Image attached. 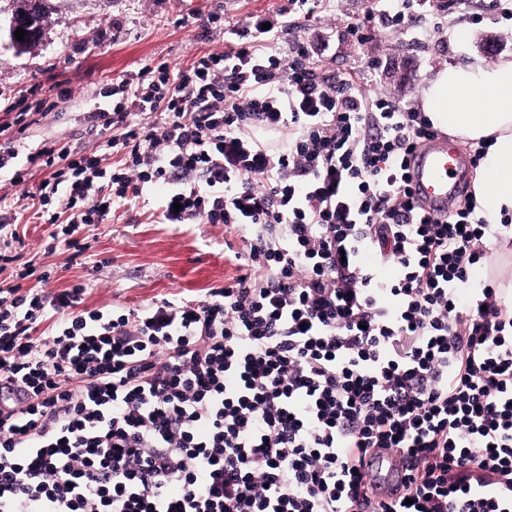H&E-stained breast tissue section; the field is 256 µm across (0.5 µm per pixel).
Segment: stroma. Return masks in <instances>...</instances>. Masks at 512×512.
Here are the masks:
<instances>
[{
    "label": "stroma",
    "instance_id": "stroma-1",
    "mask_svg": "<svg viewBox=\"0 0 512 512\" xmlns=\"http://www.w3.org/2000/svg\"><path fill=\"white\" fill-rule=\"evenodd\" d=\"M287 0H207L205 13L184 17L175 0H45L44 36L34 51L18 55L0 46V110L35 107L31 86L42 85L55 107L18 137L20 153L54 139L92 150L101 140L85 118L95 108L111 107L99 98L101 87L135 80L148 64L178 67L201 49H220L223 35L206 30L208 15L235 23L252 15L272 14ZM426 45H412L407 36L373 32L365 44L337 42L329 66L363 72L360 90L420 104V89L431 74L448 64L492 65L512 58V13L490 0H450L423 22ZM465 30L456 40V30ZM498 44L496 54L483 52L486 41ZM380 61L376 71L367 63ZM68 89L57 98L55 87ZM158 195L146 192L133 212H121L105 224L80 225L79 248L50 239L49 225L33 210L18 211L22 243L14 245L16 267L31 265L49 271L46 293L72 283H88L84 305L136 307L172 296L200 300L236 273L230 257L241 243L220 224H159L154 214Z\"/></svg>",
    "mask_w": 512,
    "mask_h": 512
}]
</instances>
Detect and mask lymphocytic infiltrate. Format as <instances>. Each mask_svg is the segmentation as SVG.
I'll use <instances>...</instances> for the list:
<instances>
[{
  "label": "lymphocytic infiltrate",
  "mask_w": 512,
  "mask_h": 512,
  "mask_svg": "<svg viewBox=\"0 0 512 512\" xmlns=\"http://www.w3.org/2000/svg\"><path fill=\"white\" fill-rule=\"evenodd\" d=\"M433 2L377 0L341 36ZM289 3L107 88L103 150H0L68 246L158 183L159 223L241 242L205 300L0 288V512H512V294L472 280L512 225L427 217L430 122L328 67L338 0ZM392 449L388 502L365 470Z\"/></svg>",
  "instance_id": "1"
}]
</instances>
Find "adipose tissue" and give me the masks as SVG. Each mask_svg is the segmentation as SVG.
<instances>
[{
    "mask_svg": "<svg viewBox=\"0 0 512 512\" xmlns=\"http://www.w3.org/2000/svg\"><path fill=\"white\" fill-rule=\"evenodd\" d=\"M422 109L439 130L488 146L475 194L489 223L512 212V60L495 66L448 65L421 90Z\"/></svg>",
    "mask_w": 512,
    "mask_h": 512,
    "instance_id": "ef3b65f1",
    "label": "adipose tissue"
}]
</instances>
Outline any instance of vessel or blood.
Masks as SVG:
<instances>
[{"label":"vessel or blood","mask_w":512,"mask_h":512,"mask_svg":"<svg viewBox=\"0 0 512 512\" xmlns=\"http://www.w3.org/2000/svg\"><path fill=\"white\" fill-rule=\"evenodd\" d=\"M468 166L457 141L449 137H434L416 152L410 166L411 188L428 214L438 218L448 216L452 201L464 186L460 173ZM372 469L387 486L402 476L399 456L394 452L374 459Z\"/></svg>","instance_id":"obj_1"}]
</instances>
